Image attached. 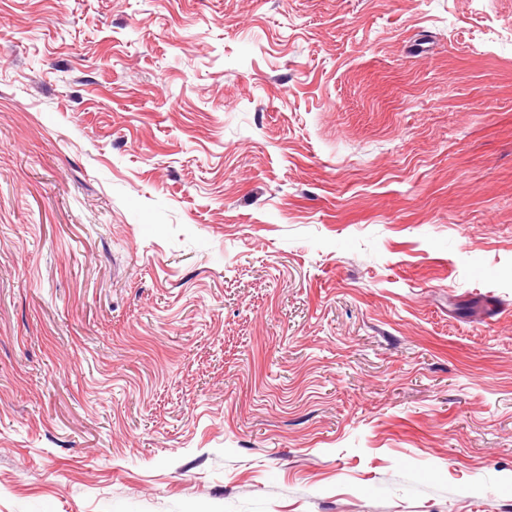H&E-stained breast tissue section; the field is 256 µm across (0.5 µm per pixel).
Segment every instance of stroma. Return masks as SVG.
<instances>
[{
	"instance_id": "obj_1",
	"label": "stroma",
	"mask_w": 512,
	"mask_h": 512,
	"mask_svg": "<svg viewBox=\"0 0 512 512\" xmlns=\"http://www.w3.org/2000/svg\"><path fill=\"white\" fill-rule=\"evenodd\" d=\"M0 512H512V0H0Z\"/></svg>"
}]
</instances>
